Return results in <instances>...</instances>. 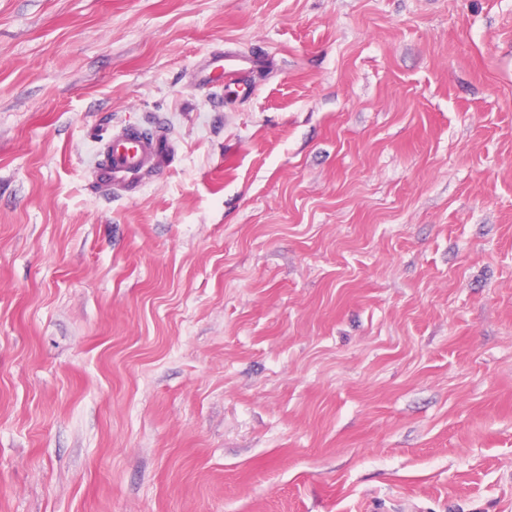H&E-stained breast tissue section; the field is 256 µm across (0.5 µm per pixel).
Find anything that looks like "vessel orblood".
<instances>
[{
	"label": "vessel or blood",
	"mask_w": 512,
	"mask_h": 512,
	"mask_svg": "<svg viewBox=\"0 0 512 512\" xmlns=\"http://www.w3.org/2000/svg\"><path fill=\"white\" fill-rule=\"evenodd\" d=\"M166 138V132L160 128L149 140L139 137L132 129L113 131L105 144L102 159L96 164L98 184L109 190L128 192L146 172L166 168Z\"/></svg>",
	"instance_id": "vessel-or-blood-1"
}]
</instances>
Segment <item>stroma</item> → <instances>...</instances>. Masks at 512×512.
<instances>
[{"label": "stroma", "instance_id": "1", "mask_svg": "<svg viewBox=\"0 0 512 512\" xmlns=\"http://www.w3.org/2000/svg\"><path fill=\"white\" fill-rule=\"evenodd\" d=\"M0 512H512V0H0ZM167 134L155 129V136L145 140L133 129L112 132L107 140L103 158L96 164L98 184L109 190L130 192L147 172H157L168 166Z\"/></svg>", "mask_w": 512, "mask_h": 512}]
</instances>
